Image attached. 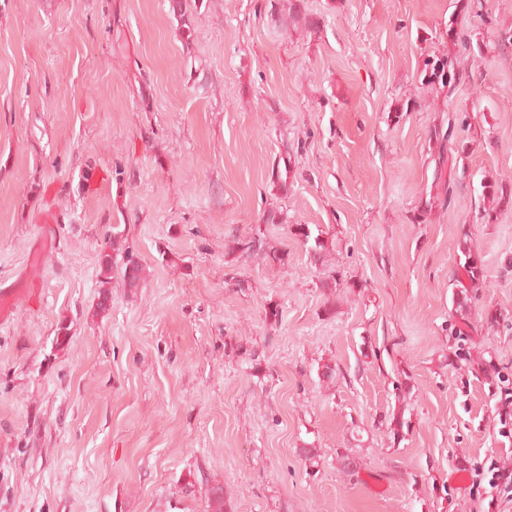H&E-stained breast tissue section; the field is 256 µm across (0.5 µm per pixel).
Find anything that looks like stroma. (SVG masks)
Masks as SVG:
<instances>
[{
  "label": "stroma",
  "instance_id": "35a3bbf8",
  "mask_svg": "<svg viewBox=\"0 0 512 512\" xmlns=\"http://www.w3.org/2000/svg\"><path fill=\"white\" fill-rule=\"evenodd\" d=\"M279 3L0 0V289L40 285L0 323V512H512L464 479L512 467V0ZM259 229L283 259L230 250ZM116 232L143 279L103 308ZM424 63L426 76L429 69V82L441 81L442 84H450L456 80L455 57L448 54L438 57L436 60H428ZM429 67V68H428ZM468 235L463 234L462 239L459 240L458 248L464 260L461 262L459 258V267L470 283V288H474L475 285L479 284L484 279V269L481 259L471 248L468 243Z\"/></svg>",
  "mask_w": 512,
  "mask_h": 512
}]
</instances>
